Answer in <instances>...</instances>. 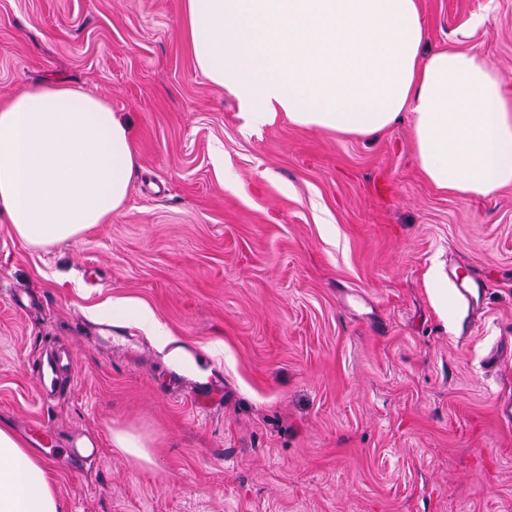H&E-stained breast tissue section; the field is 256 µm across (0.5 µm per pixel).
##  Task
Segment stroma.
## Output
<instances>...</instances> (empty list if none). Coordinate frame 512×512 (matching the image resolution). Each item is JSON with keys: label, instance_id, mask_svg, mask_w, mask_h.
<instances>
[{"label": "stroma", "instance_id": "stroma-1", "mask_svg": "<svg viewBox=\"0 0 512 512\" xmlns=\"http://www.w3.org/2000/svg\"><path fill=\"white\" fill-rule=\"evenodd\" d=\"M184 5L0 0V99L46 79L104 97L140 159L77 239L33 248L0 217V424L50 428L65 512H512V187L436 190L406 120L250 127L198 71ZM419 6L424 54L479 51L512 89V0ZM117 298L184 357L118 323L99 343ZM52 350L73 379L46 395ZM78 440L98 458L67 456ZM112 444L115 448H121L130 456L144 461H149L150 457L145 450L146 446L143 440L126 430H113Z\"/></svg>", "mask_w": 512, "mask_h": 512}]
</instances>
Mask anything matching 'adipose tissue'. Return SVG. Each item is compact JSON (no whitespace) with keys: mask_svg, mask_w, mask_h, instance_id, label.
Wrapping results in <instances>:
<instances>
[{"mask_svg":"<svg viewBox=\"0 0 512 512\" xmlns=\"http://www.w3.org/2000/svg\"><path fill=\"white\" fill-rule=\"evenodd\" d=\"M186 23L198 70L252 125L282 116L373 138L405 113L435 188L468 197L512 185V96L475 51L423 55L418 0H186ZM138 167L103 98L57 80L0 103V215L31 246L108 223ZM105 314L181 355L149 309L116 299ZM0 512H63L43 460L1 424Z\"/></svg>","mask_w":512,"mask_h":512,"instance_id":"1","label":"adipose tissue"}]
</instances>
